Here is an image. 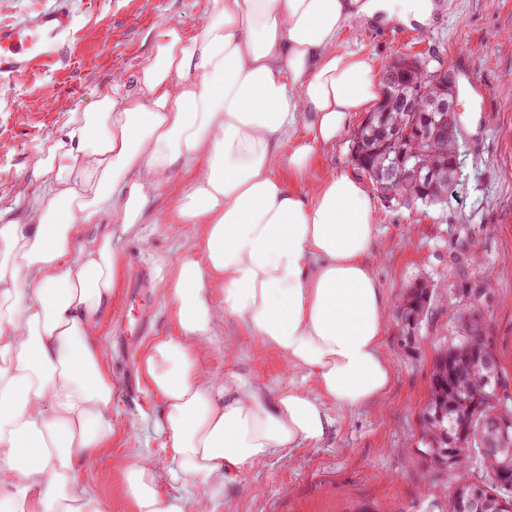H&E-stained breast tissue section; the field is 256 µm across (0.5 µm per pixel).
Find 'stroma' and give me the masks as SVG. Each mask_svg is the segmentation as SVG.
<instances>
[{
    "instance_id": "obj_1",
    "label": "stroma",
    "mask_w": 512,
    "mask_h": 512,
    "mask_svg": "<svg viewBox=\"0 0 512 512\" xmlns=\"http://www.w3.org/2000/svg\"><path fill=\"white\" fill-rule=\"evenodd\" d=\"M430 24L406 27L371 20L353 21L341 44L367 55L373 70L403 54H418L443 67L454 86L473 71L487 90L484 108L458 95L461 175L446 203L409 208L369 195L378 238L367 256L387 304L383 346L393 380L371 404L343 411L328 405L332 425L317 444L274 453L236 474L221 500L210 491L174 480L166 439L155 424L163 401L134 364L138 390L130 392L122 374L123 357L112 338L132 307L127 290L135 275L128 263L138 255L153 281L152 329L138 348L146 353L155 339L179 337L171 296L177 263L186 252L205 258L199 224H162L158 218L178 199L177 186L154 195L148 224L139 235L117 240L121 266L112 305L99 325L101 361L112 378V446L88 461L82 488L96 495L106 512H133L125 468L132 454L154 466L168 490L190 493L195 512H448L449 495L462 482L479 483L487 470L479 458L464 467L433 461L423 437V409L436 357L451 333L463 283L481 288L478 306L487 341L507 377L499 395L512 400V0H433ZM211 19L210 0H94L80 16L77 36L61 67L41 70L0 85V196L15 197L33 179L41 150L72 111L89 107L108 85L139 94V72L151 61L169 24L193 36ZM351 128L336 142L317 148L302 188L314 193L333 172L359 180L367 175L351 157ZM434 287V299L415 337L404 338L399 305L414 281ZM219 314L208 342L195 351L203 377L235 374L267 397L314 378H302L286 355L263 347L242 323L223 315L224 293L211 290Z\"/></svg>"
}]
</instances>
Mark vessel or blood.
<instances>
[{"label": "vessel or blood", "instance_id": "b4317fda", "mask_svg": "<svg viewBox=\"0 0 512 512\" xmlns=\"http://www.w3.org/2000/svg\"><path fill=\"white\" fill-rule=\"evenodd\" d=\"M78 13L70 0H53L51 6L31 10L18 20L0 24V80L26 75L60 63L77 26ZM151 279L140 275L128 291L142 310L134 321L122 322L125 351H132L151 332Z\"/></svg>", "mask_w": 512, "mask_h": 512}]
</instances>
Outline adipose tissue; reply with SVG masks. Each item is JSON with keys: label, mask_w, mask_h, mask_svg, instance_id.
I'll return each mask as SVG.
<instances>
[{"label": "adipose tissue", "mask_w": 512, "mask_h": 512, "mask_svg": "<svg viewBox=\"0 0 512 512\" xmlns=\"http://www.w3.org/2000/svg\"><path fill=\"white\" fill-rule=\"evenodd\" d=\"M195 37L171 25L138 83L144 98L103 87L41 152L24 200L28 223L0 197V512H103L80 492L87 458L112 439V379L96 330L119 259L114 219L137 233L150 198L179 171L185 189L168 224L205 227V258L181 257L172 290L180 337L157 340L144 375L164 400L159 429L182 478L220 495L225 480L277 451L316 444L343 410L380 399L393 372L383 353L387 305L366 257L377 224L363 184L329 176L301 190L329 145L378 92L370 61L340 35L367 17L426 22L431 0H211ZM288 178L274 175L280 154ZM225 315L314 377L267 398L233 375L203 379L195 343ZM134 512H194L133 458Z\"/></svg>", "instance_id": "ef3b65f1"}]
</instances>
